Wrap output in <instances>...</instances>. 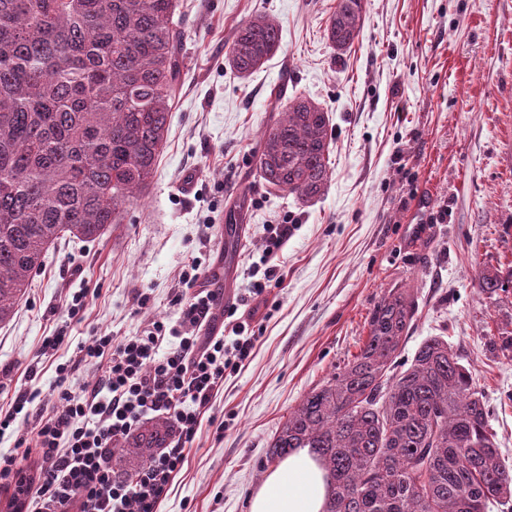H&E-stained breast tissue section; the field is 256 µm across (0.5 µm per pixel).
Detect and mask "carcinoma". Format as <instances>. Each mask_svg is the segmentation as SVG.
<instances>
[{
    "mask_svg": "<svg viewBox=\"0 0 512 512\" xmlns=\"http://www.w3.org/2000/svg\"><path fill=\"white\" fill-rule=\"evenodd\" d=\"M366 0H336L325 29L342 52L358 40ZM175 0H0V323L11 320L63 238L101 239L146 194L163 154L179 74ZM280 47L264 14L236 32L225 62L240 77ZM330 116L297 97L261 135L264 184L304 204L327 190ZM489 296L512 268L482 275ZM418 313L391 288L353 359L309 392L269 445L273 462L308 448L330 483L323 512H487L512 508L483 394L441 336L398 361ZM169 434L156 419L113 449L143 459Z\"/></svg>",
    "mask_w": 512,
    "mask_h": 512,
    "instance_id": "1",
    "label": "carcinoma"
}]
</instances>
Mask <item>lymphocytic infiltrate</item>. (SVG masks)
Instances as JSON below:
<instances>
[{"label":"lymphocytic infiltrate","instance_id":"1","mask_svg":"<svg viewBox=\"0 0 512 512\" xmlns=\"http://www.w3.org/2000/svg\"><path fill=\"white\" fill-rule=\"evenodd\" d=\"M201 276L199 263L185 269V290L172 300L175 325L154 320L120 340L97 332L77 360L57 366L55 398L24 389L11 411L0 413V436L16 435L14 453L0 455V486L25 512H158L225 373L255 346L249 321L269 283L282 281L276 266L266 267L240 298L242 316L227 326ZM83 363L96 367L94 383L75 382ZM150 416L169 421L174 437L134 477H115L110 448Z\"/></svg>","mask_w":512,"mask_h":512}]
</instances>
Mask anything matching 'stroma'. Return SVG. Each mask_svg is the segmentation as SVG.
<instances>
[{"instance_id":"stroma-1","label":"stroma","mask_w":512,"mask_h":512,"mask_svg":"<svg viewBox=\"0 0 512 512\" xmlns=\"http://www.w3.org/2000/svg\"><path fill=\"white\" fill-rule=\"evenodd\" d=\"M181 75L151 186L93 243L59 241L10 323L0 325V406L36 366L56 386L94 332L124 337L170 317L191 260L224 256L240 289L279 266L251 327L255 349L228 373L188 462L160 512H248L271 464L268 445L289 412L352 355L385 291L419 304L398 359L444 337L484 395L499 448L512 463V289L487 297L481 273L512 265V0H367L363 32L340 53L325 38L336 0H175ZM256 14L281 30L276 55L246 79L225 66L236 28ZM310 97L331 119V179L307 206L269 192L254 156L290 99ZM194 173L191 194L179 185ZM246 195L241 244L227 242L229 200ZM293 230L266 256V227ZM87 305L69 316L73 295ZM66 326L69 344L37 358Z\"/></svg>"}]
</instances>
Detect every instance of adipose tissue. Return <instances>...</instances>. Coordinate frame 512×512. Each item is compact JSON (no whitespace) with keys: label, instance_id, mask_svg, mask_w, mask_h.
<instances>
[{"label":"adipose tissue","instance_id":"obj_1","mask_svg":"<svg viewBox=\"0 0 512 512\" xmlns=\"http://www.w3.org/2000/svg\"><path fill=\"white\" fill-rule=\"evenodd\" d=\"M328 477L309 449L298 448L268 471L248 500L249 512H322Z\"/></svg>","mask_w":512,"mask_h":512}]
</instances>
